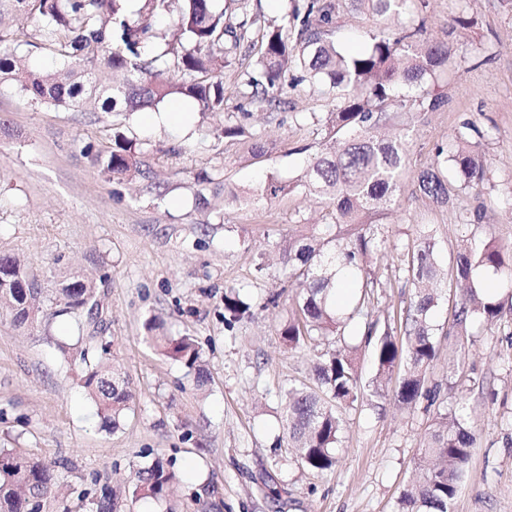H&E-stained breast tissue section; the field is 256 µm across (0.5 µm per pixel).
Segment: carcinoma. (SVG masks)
I'll return each instance as SVG.
<instances>
[{"instance_id": "carcinoma-1", "label": "carcinoma", "mask_w": 512, "mask_h": 512, "mask_svg": "<svg viewBox=\"0 0 512 512\" xmlns=\"http://www.w3.org/2000/svg\"><path fill=\"white\" fill-rule=\"evenodd\" d=\"M20 14L35 22L41 40L54 49L65 71L32 67L6 41L31 44L26 31L8 37L0 33V83L11 81L38 105L75 109L94 100L104 113L139 112L158 108L174 98H192L203 112L224 111V85L218 79L229 56L253 32L262 30L256 74L249 75L251 100L270 107L284 103L283 96L294 86L300 70L313 84L323 86L336 100V111L327 113L326 136L308 162L297 186L316 196L331 211L333 223L328 237L311 235L288 239L283 263L291 270L296 295L288 319L279 332L285 345L303 349L319 338L338 339L344 348L327 350L314 362L318 389L290 386L284 391L281 421L288 443L296 449L301 467L322 473L336 464V448L344 432L342 409L360 399V378L347 342L352 327L369 316L377 281L372 277L370 257L381 247L373 219L390 211L396 203L401 181L409 168L408 133H386L393 123L391 103L396 92L421 84L448 63V46L432 40H415L409 35L370 34L364 49L350 53L333 39L334 9L324 0H305L291 18L279 25L259 26V18L246 9L234 18L216 10L212 0H144L139 17L127 10V0H13ZM365 7L383 20L401 14L408 0H348ZM176 15L177 37L150 58L144 49L157 43L160 34L151 18ZM104 67L123 74L112 86L97 83L96 70ZM420 111L434 110L442 99L427 93L411 96ZM136 143L118 132L112 149L96 158L108 176L123 180L142 175ZM452 163L463 184L474 187L486 176L487 162L478 150L466 146L448 151L440 146L432 167L421 171L420 190L437 203L448 200V183L442 167ZM288 191L273 173L257 189L266 201ZM404 272L414 292L409 305L384 328L365 322L364 335L374 340L377 372L371 396L382 397L390 371L403 366L404 374L396 396L406 406L424 398L437 400L438 392L427 386V373L436 358V325L432 312L445 297L439 281L436 242L431 230L420 231L414 246L403 254ZM483 269L512 283V248L486 246L466 249L454 259L455 287L462 293L455 300L454 323L465 328L474 321L495 325L504 319V303L494 293L474 284V274ZM25 267L11 257L0 258V301L13 302L12 322L29 324L38 291L21 294L15 278ZM357 289L344 313L336 305V290L343 279ZM59 312L76 318L91 316L98 306L92 284L74 280L57 290ZM250 305L230 290L224 293V314L239 320ZM148 331L154 346L164 356L195 372L204 384L201 350L189 336L158 333L153 322ZM402 338H397L395 333ZM85 365L84 387L97 404L104 426L117 429L131 407L132 395L123 373L110 363L109 344L100 350L75 349ZM477 439L471 415L457 404L437 413L422 448L424 459L434 463L421 469L398 497L397 512H448L471 458ZM176 481L174 471L159 460L135 474V500H163ZM60 484L54 466L35 456L0 448V512H41L46 499ZM93 512H116L112 490L104 487L92 500Z\"/></svg>"}]
</instances>
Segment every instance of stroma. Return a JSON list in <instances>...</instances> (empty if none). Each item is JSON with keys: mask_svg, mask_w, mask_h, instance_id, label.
<instances>
[{"mask_svg": "<svg viewBox=\"0 0 512 512\" xmlns=\"http://www.w3.org/2000/svg\"><path fill=\"white\" fill-rule=\"evenodd\" d=\"M335 3L338 44L419 28L451 49L448 69L424 82L445 105L398 110L411 163L378 227L386 249L371 259L379 283L372 316L383 323L413 293L400 256L421 227L435 236L447 284L461 247H512V0H408L388 23ZM256 60V48L242 43L223 71L224 113L196 111L183 126L140 112L46 108L0 84V257L20 260L42 288L31 326L16 328L0 310V448L64 463L43 512H90L89 495L105 485L117 512H397L434 412L401 408L391 395L356 402L343 412L335 466L318 475L301 469L282 427L281 390L313 386L314 360L328 347L317 340L288 350L277 326L295 294L280 260L288 237L332 221L295 184L335 103L302 81L285 105L259 107L241 92ZM228 125L243 134L225 135ZM116 129L143 148L145 173L130 182L96 163ZM440 143L473 146L488 163L484 183L466 190L445 169L446 204L417 181ZM268 172L291 191L272 202L225 201V189H254ZM76 279L94 286L112 357L136 396L115 430L102 426L82 365L60 348L89 334L52 314L57 288ZM230 287L252 305L231 323ZM452 309L444 300L432 315L441 331L428 383L439 389V408L465 400L479 433L449 512H512V348L499 325L445 336ZM151 319L166 335L197 340L204 386L149 344ZM157 458L177 475L169 499L132 501L137 469Z\"/></svg>", "mask_w": 512, "mask_h": 512, "instance_id": "obj_1", "label": "stroma"}]
</instances>
